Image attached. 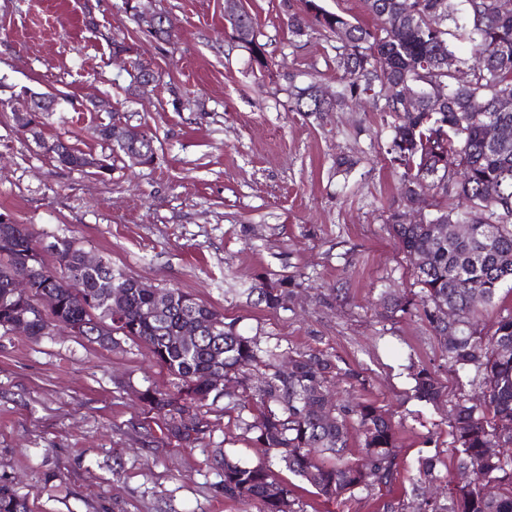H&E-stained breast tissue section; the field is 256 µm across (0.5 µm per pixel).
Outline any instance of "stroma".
<instances>
[{"label": "stroma", "instance_id": "1", "mask_svg": "<svg viewBox=\"0 0 512 512\" xmlns=\"http://www.w3.org/2000/svg\"><path fill=\"white\" fill-rule=\"evenodd\" d=\"M172 18L169 40L134 20L126 0H0V220L39 240H75L127 276L177 289L236 321L241 332L291 351L320 352L360 372L358 393L388 410L398 433L391 493L327 502L279 462L298 512H415L428 487L418 460L452 466L457 402L477 394L455 370L422 309L390 312L416 292L412 266L387 219L403 208L391 131L367 101L321 115L295 111L290 86L340 88L335 39L297 37L301 0H240L266 65L236 39L225 0H139ZM129 51L113 58L112 43ZM159 80L131 94L129 64ZM69 95L41 116L44 141L68 138L109 169L58 165L13 110L32 93ZM94 101L113 112H91ZM120 115L153 137L156 158L132 164L94 134ZM291 277L287 308L239 295L254 275ZM445 386L432 407L413 398L411 366ZM171 378L139 343L103 348L59 329L0 337V482L34 512H257L225 499L221 455L268 462L248 411L202 407L211 422L194 442L168 438L141 401Z\"/></svg>", "mask_w": 512, "mask_h": 512}]
</instances>
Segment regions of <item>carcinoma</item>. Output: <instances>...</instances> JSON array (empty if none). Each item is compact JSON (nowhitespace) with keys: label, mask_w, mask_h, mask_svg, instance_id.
Returning <instances> with one entry per match:
<instances>
[{"label":"carcinoma","mask_w":512,"mask_h":512,"mask_svg":"<svg viewBox=\"0 0 512 512\" xmlns=\"http://www.w3.org/2000/svg\"><path fill=\"white\" fill-rule=\"evenodd\" d=\"M463 2L464 12L456 18L451 0H365L379 19H399L389 30L353 23L318 0H302V9L288 13V23L299 37L310 29L336 37V69L345 80L340 100L382 102L379 111L392 131L387 154L401 169L402 199L409 203L424 188L435 193L434 222L408 224L396 210L388 224L408 257L425 254V262L413 268L416 303L443 339L448 362L473 374L481 391L456 404L450 425L457 470L470 471L471 478L461 484L450 472L441 476L435 457L420 459L418 481L443 479L448 487V504L426 501L424 512H512V456L494 452L512 448V313L500 316L490 332L479 327L483 313L473 304L476 294L484 305L495 304L502 284L512 282V110L499 108L500 95L512 92V0ZM450 21L472 45L471 56L452 49ZM237 27L245 31L242 40L256 61L264 63L252 18L244 15ZM463 70L461 81L457 73ZM405 91L415 95L408 106ZM440 93L444 102L435 109L432 98ZM294 99L298 112L336 107L314 85L296 89ZM488 123L499 130L493 141L485 136ZM43 148L61 166L82 168L84 153L69 140L57 137ZM119 152L152 161L156 148L145 134ZM450 157L454 170L448 169ZM460 224L468 225L467 233H459ZM10 233L8 243L0 242V336L10 333V320L32 301L12 294L10 279L28 277L41 296L43 270L51 264L26 225L13 224ZM54 244L68 259L63 278L79 287L81 298L70 288L49 289L57 308L32 318L31 335H46L52 320L78 328V335L102 347L116 344L117 334L142 343L175 379L174 390L148 387L142 397L148 411L167 419L176 439L189 442L205 434L209 422L199 407L225 398L252 411L246 430L254 432L269 458L284 463L324 500L391 489L398 475L397 435L387 411L361 397L340 402L331 392L336 378L353 388L362 382L360 373L320 353L264 347L257 337L242 334L235 321H224V315L179 290H170L168 307L157 311L154 289L141 287L107 259L85 267L72 239L57 238ZM290 287L283 277L250 287L248 294H257L256 304L277 310L287 304ZM416 303L405 300L396 307L404 312ZM445 308L457 312L456 324L441 320ZM187 321L198 327L189 343L182 338ZM411 378L419 401L441 402L443 386L435 372L421 366L412 369ZM231 382L237 391L228 390ZM350 418L363 437L357 448L350 443ZM221 470L224 498L253 501L259 512H295L293 489L266 464L226 456ZM0 512L33 510L27 498L0 483Z\"/></svg>","instance_id":"cac0c4a2"}]
</instances>
